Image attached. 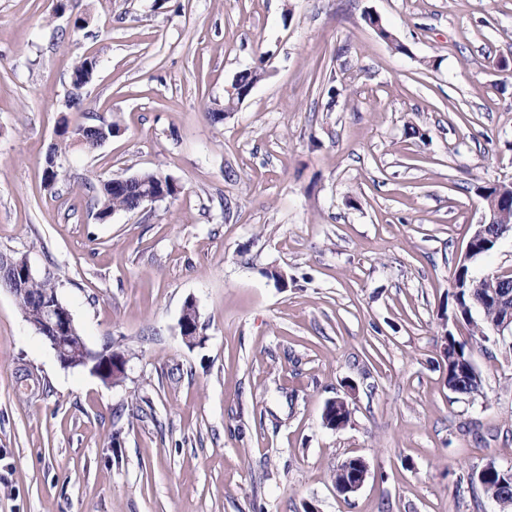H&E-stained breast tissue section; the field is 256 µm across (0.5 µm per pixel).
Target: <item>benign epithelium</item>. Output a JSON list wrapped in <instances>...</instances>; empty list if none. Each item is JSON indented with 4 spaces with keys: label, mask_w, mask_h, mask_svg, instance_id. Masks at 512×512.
Listing matches in <instances>:
<instances>
[{
    "label": "benign epithelium",
    "mask_w": 512,
    "mask_h": 512,
    "mask_svg": "<svg viewBox=\"0 0 512 512\" xmlns=\"http://www.w3.org/2000/svg\"><path fill=\"white\" fill-rule=\"evenodd\" d=\"M506 203L499 201H486L485 210L479 224L476 225L474 234L467 244L465 260L469 261L480 256L477 243L485 236L498 241L507 235H512V224L501 223L502 212L500 207ZM487 300L495 303L500 311L499 323L493 326L498 335H504L508 331L512 333V294L501 291H493ZM197 317L196 304L184 307L179 319V329L182 339L189 345L197 338L194 318ZM74 330V318L70 310L60 301L50 303L44 307V327L39 329L45 339L50 342L57 360L65 368H76L94 360L92 373L104 383L116 386L122 383L126 374L127 358L124 354L115 352L112 354H97L89 348L84 337H77V343L72 344L63 340ZM328 406L335 407L336 418L333 421L323 419V424L331 429H339L347 423V418L341 416L340 411L348 409L347 402L342 398L329 401ZM359 472L354 475V482L336 486V491L348 496L356 493L364 484L368 475V466L363 458H356Z\"/></svg>",
    "instance_id": "benign-epithelium-1"
}]
</instances>
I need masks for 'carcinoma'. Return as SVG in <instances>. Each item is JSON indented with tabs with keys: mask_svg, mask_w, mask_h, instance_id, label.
I'll list each match as a JSON object with an SVG mask.
<instances>
[{
	"mask_svg": "<svg viewBox=\"0 0 512 512\" xmlns=\"http://www.w3.org/2000/svg\"><path fill=\"white\" fill-rule=\"evenodd\" d=\"M96 63L92 59L85 58L78 62L71 75L70 103L73 107L82 104V90L92 80ZM264 67L256 64L240 72L237 82L246 88L252 82L262 78ZM120 132L117 122L101 120L97 123L79 127L76 131L64 134L60 143L51 148L49 155L45 157V180L53 185L64 177V170L58 163L61 152L70 149H79L91 152L96 149L97 138L105 133L113 137ZM140 179L126 186H114L108 180L92 189L90 201L98 220L104 221L116 211H126L131 208L141 193L148 188H153L165 193L172 198L181 192V187L171 177L159 171H147L139 173ZM26 264V256L16 254L0 255V288H4L14 297L25 319L32 325L40 322L41 308L59 299L56 280L49 273L40 274L31 279L21 278V272ZM496 289L495 281H473L470 288L461 291V295L455 297L456 307L467 312L476 307L482 314V322L472 325V335L488 340L486 330L497 322V312L492 304L483 301V297ZM451 345L448 346V387L458 393L474 395L480 392L481 383L474 381L469 376L457 373V369L471 361L470 355L465 351L464 345L456 342L454 336H448ZM475 481L484 494L491 497L502 493L512 494V468L502 469L490 463L475 474Z\"/></svg>",
	"mask_w": 512,
	"mask_h": 512,
	"instance_id": "1",
	"label": "carcinoma"
}]
</instances>
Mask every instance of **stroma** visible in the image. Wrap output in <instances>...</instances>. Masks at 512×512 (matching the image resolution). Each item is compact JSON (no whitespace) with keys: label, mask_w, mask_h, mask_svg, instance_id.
Instances as JSON below:
<instances>
[{"label":"stroma","mask_w":512,"mask_h":512,"mask_svg":"<svg viewBox=\"0 0 512 512\" xmlns=\"http://www.w3.org/2000/svg\"><path fill=\"white\" fill-rule=\"evenodd\" d=\"M95 116L120 134L47 185ZM153 170L180 193L96 219L88 179ZM502 182L512 0H0V253L128 359L116 386L61 366L0 288V512H502L470 475L512 467V352L451 320L460 264L512 273L511 236L465 258ZM448 332L479 394L449 390ZM350 456L369 472L344 497ZM96 63L92 59L85 58L78 62L71 75L70 103L72 107L79 108L82 104V90L92 80ZM97 128V129H96ZM106 133L108 138H112L120 132V126L117 122H107L99 120L98 123H93L79 127L71 135L65 136L67 131L61 133L63 139L60 144H55L51 148L49 155L45 157V180L48 185H54L57 181L65 176V171L58 163L59 153L69 151L70 149H79L85 152H91L98 148L96 146L97 138L102 133Z\"/></svg>","instance_id":"35a3bbf8"}]
</instances>
